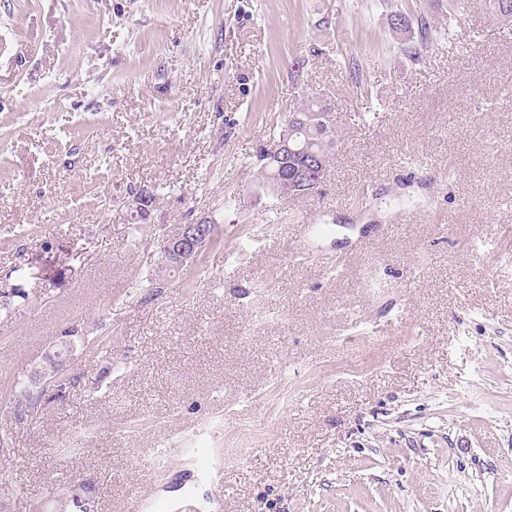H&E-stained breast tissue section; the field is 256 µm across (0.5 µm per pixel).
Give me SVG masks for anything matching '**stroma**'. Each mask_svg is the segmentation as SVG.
<instances>
[{"label": "stroma", "instance_id": "35a3bbf8", "mask_svg": "<svg viewBox=\"0 0 512 512\" xmlns=\"http://www.w3.org/2000/svg\"><path fill=\"white\" fill-rule=\"evenodd\" d=\"M398 11L432 26L420 59ZM310 89L341 137L318 191L276 199L253 161ZM202 219L195 265L160 271ZM481 233L512 264V21L477 0H0V390L83 332L76 385L0 398V496L203 502L194 449L244 435L224 512H512V273ZM210 224L198 221L182 225L180 232L173 238L161 240V268L191 267L209 238ZM72 481L64 487L56 486L55 484L47 485L45 488L46 494L52 496L55 503L56 512H96L97 503L92 496L89 495L86 489V483L83 480L77 481L73 486L70 485ZM72 487V488H71ZM70 491V503L72 510L69 511L66 495Z\"/></svg>", "mask_w": 512, "mask_h": 512}]
</instances>
